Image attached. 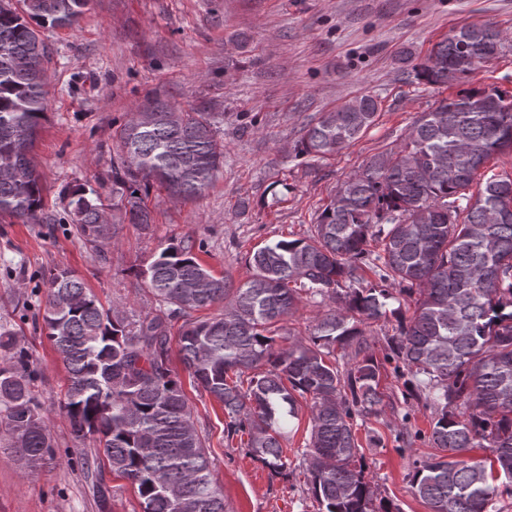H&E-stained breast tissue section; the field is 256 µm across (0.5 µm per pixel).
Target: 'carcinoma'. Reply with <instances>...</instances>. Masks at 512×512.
Returning <instances> with one entry per match:
<instances>
[{
	"label": "carcinoma",
	"instance_id": "carcinoma-1",
	"mask_svg": "<svg viewBox=\"0 0 512 512\" xmlns=\"http://www.w3.org/2000/svg\"><path fill=\"white\" fill-rule=\"evenodd\" d=\"M89 0H0V217L36 221L43 185L33 150L47 112L49 53L40 29L71 28ZM501 32L464 25L415 61L401 62L427 84L460 81L501 48ZM372 96L350 100L309 125L297 152L323 157L359 138L376 120ZM112 194L124 218L148 229L154 185L192 200L224 164L210 116L158 97L116 132ZM512 152V95L471 88L414 122L397 151L373 156L346 177L306 238L279 239L249 258L237 285L197 261L182 240L135 270L163 306L130 322L104 307L67 268L46 279L42 320L68 372L62 408L77 439L95 437L112 472L137 489L142 512H229L181 381L169 366L170 323L183 317L180 359L194 384L224 409V437H247L249 453L273 473L288 468L284 425L310 397V438L302 451L318 512H398L373 506L356 420L390 404L380 390L386 365L403 379V398L430 411L429 442L441 454L413 461V493L432 512H489L499 488L512 492V178L490 176L469 193L496 153ZM80 240L97 248L115 225L100 195L67 188ZM370 270L377 282L363 285ZM413 303L395 309L394 334L378 359L365 326L386 315L392 290ZM336 304L303 338L275 332L302 299ZM224 312L193 320L201 308ZM16 333L0 330V431L17 459L34 468L55 456L33 393V362ZM350 364L340 368L339 360ZM489 448L485 465L459 459Z\"/></svg>",
	"mask_w": 512,
	"mask_h": 512
}]
</instances>
